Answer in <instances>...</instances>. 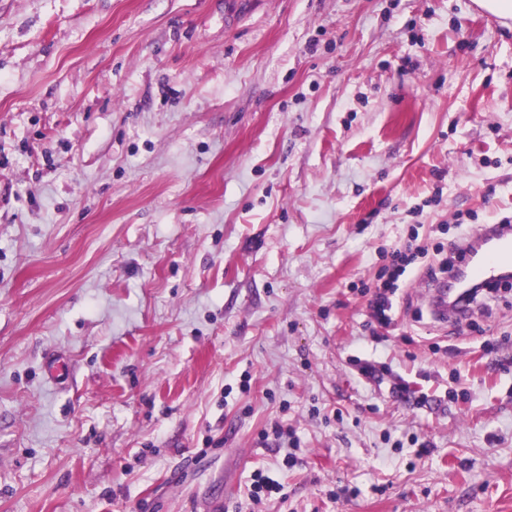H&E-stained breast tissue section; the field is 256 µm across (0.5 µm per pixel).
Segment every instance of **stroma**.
<instances>
[{
	"mask_svg": "<svg viewBox=\"0 0 512 512\" xmlns=\"http://www.w3.org/2000/svg\"><path fill=\"white\" fill-rule=\"evenodd\" d=\"M510 213L473 0H0V512H512V287L365 291ZM436 252L435 254L430 253L426 244L422 241L418 242V234L410 236L406 241L396 242L389 250L383 251L382 257L390 259L392 270L388 279L376 287L378 289L369 301L375 318L381 324L389 325L391 323L392 318L389 312L393 308L391 296L394 294V288H396L394 282L405 273L407 265L430 261L426 274L431 278H433V275L436 276V269L440 273H449L453 269L455 263H448L447 258L439 259L437 256L441 252L438 250ZM459 288L453 290L446 286L436 287L430 300V312L439 322L448 323V297H452ZM252 482L250 485L249 498L253 504L258 505L265 499L279 495V498H285L286 494L282 493L284 486L270 476L264 474L263 470H255L251 475Z\"/></svg>",
	"mask_w": 512,
	"mask_h": 512,
	"instance_id": "stroma-1",
	"label": "stroma"
}]
</instances>
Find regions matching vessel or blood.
I'll return each instance as SVG.
<instances>
[{"label": "vessel or blood", "mask_w": 512, "mask_h": 512, "mask_svg": "<svg viewBox=\"0 0 512 512\" xmlns=\"http://www.w3.org/2000/svg\"><path fill=\"white\" fill-rule=\"evenodd\" d=\"M465 260L454 281L467 278L486 285L512 281V225L485 224L460 241Z\"/></svg>", "instance_id": "vessel-or-blood-1"}]
</instances>
